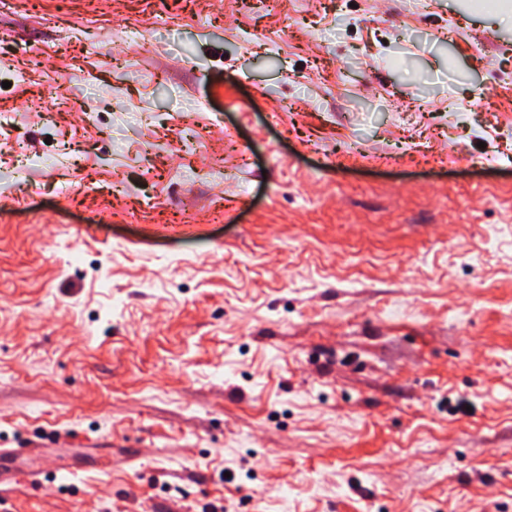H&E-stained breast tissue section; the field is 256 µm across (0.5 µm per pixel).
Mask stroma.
<instances>
[{
  "instance_id": "stroma-1",
  "label": "stroma",
  "mask_w": 512,
  "mask_h": 512,
  "mask_svg": "<svg viewBox=\"0 0 512 512\" xmlns=\"http://www.w3.org/2000/svg\"><path fill=\"white\" fill-rule=\"evenodd\" d=\"M509 13L0 0V512H512ZM1 455H16L27 457H39L41 465L37 469H21L12 467L0 470V492L1 488L11 489L17 484L18 478L23 476L26 478L30 486L37 485L40 482L41 475L47 470L65 471L57 462L44 452V448H0ZM66 473L75 475L76 471L66 470Z\"/></svg>"
}]
</instances>
